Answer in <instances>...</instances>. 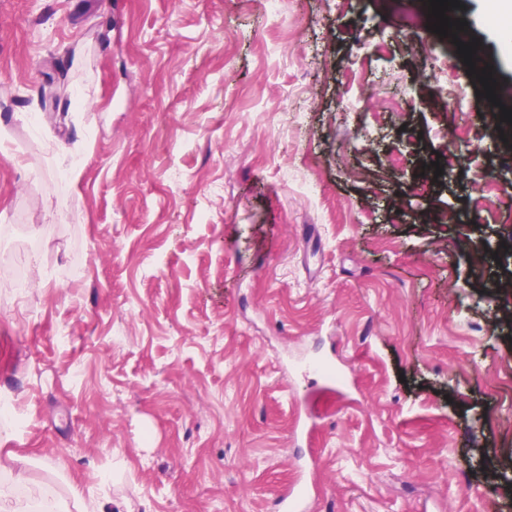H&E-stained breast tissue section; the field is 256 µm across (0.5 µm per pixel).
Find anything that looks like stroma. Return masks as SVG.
Returning a JSON list of instances; mask_svg holds the SVG:
<instances>
[{"instance_id": "35a3bbf8", "label": "stroma", "mask_w": 512, "mask_h": 512, "mask_svg": "<svg viewBox=\"0 0 512 512\" xmlns=\"http://www.w3.org/2000/svg\"><path fill=\"white\" fill-rule=\"evenodd\" d=\"M280 2L0 0V395L23 421L0 417V468L24 502L274 512L313 456L312 512H512V296L471 262L512 237V199L480 197L512 151L401 0ZM460 3L512 87L487 0ZM447 151L446 185L406 195Z\"/></svg>"}]
</instances>
